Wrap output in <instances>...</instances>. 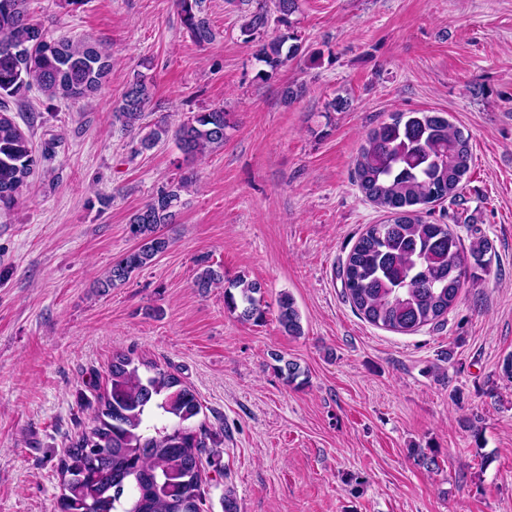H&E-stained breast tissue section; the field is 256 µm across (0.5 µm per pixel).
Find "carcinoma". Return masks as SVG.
Here are the masks:
<instances>
[{
    "instance_id": "cac0c4a2",
    "label": "carcinoma",
    "mask_w": 512,
    "mask_h": 512,
    "mask_svg": "<svg viewBox=\"0 0 512 512\" xmlns=\"http://www.w3.org/2000/svg\"><path fill=\"white\" fill-rule=\"evenodd\" d=\"M28 0H0V209L12 208L28 190L41 155L10 115L9 103L33 90L49 100L78 101L96 94L112 67V53L90 40H54L29 14ZM277 22L288 24L298 0H273ZM184 29L202 45L216 37L206 0H176ZM270 21L267 5L251 12L241 26L255 43L269 76L296 57L291 34L256 40ZM153 83L137 72L128 81L115 120L134 134L132 151L150 150L174 139L191 159L224 147L229 123L222 108L195 112L176 127L146 122ZM469 140L438 112H398L373 129L357 162L358 186L387 219L371 224L342 269L346 295L370 323L398 333L437 324L457 302L472 276L461 238L446 224L396 213L460 197L459 170L469 172ZM192 181L156 188L129 218L134 248L112 264L96 283L100 292L126 284L155 262L170 245L164 228L176 222L181 192ZM485 240L472 242L471 257L483 268ZM194 285L202 293L224 288V308L242 322H263L262 286L244 275L232 279L200 260ZM278 322L290 336L302 335L294 298L278 300ZM202 405L181 379L153 363L112 354L108 388L97 396L91 424L70 440L57 463L60 495L55 512H206L203 464L221 474L219 434L194 425Z\"/></svg>"
}]
</instances>
